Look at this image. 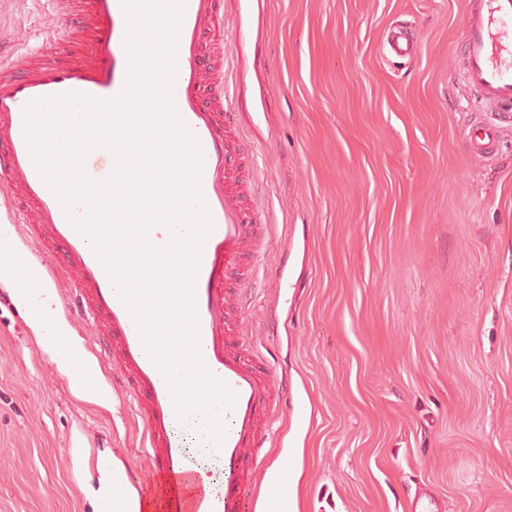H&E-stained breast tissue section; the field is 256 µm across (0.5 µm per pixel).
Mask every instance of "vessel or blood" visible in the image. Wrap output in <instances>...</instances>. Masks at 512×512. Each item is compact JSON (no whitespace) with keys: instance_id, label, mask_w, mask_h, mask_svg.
<instances>
[{"instance_id":"obj_1","label":"vessel or blood","mask_w":512,"mask_h":512,"mask_svg":"<svg viewBox=\"0 0 512 512\" xmlns=\"http://www.w3.org/2000/svg\"><path fill=\"white\" fill-rule=\"evenodd\" d=\"M223 27L224 0H185L172 90L175 109L201 148L200 190L213 223L194 284L198 351L207 371L235 396L231 407L217 411L222 438L210 453L222 467V481L211 489L202 485L177 432L181 419L165 375L90 241L40 175L25 134L31 102L71 93L110 100L123 91L128 54L122 0H68L58 38L64 56L37 49L18 57L0 44V239L32 235L43 246L34 260L42 276L37 294L1 288L0 304L23 299L27 319L44 321V300L55 296L57 319L93 327L90 353L113 369L106 386L132 402L143 426L149 474L122 467L120 482L157 512H257L258 484L268 472L265 450L272 444L267 426L288 394L287 381L277 380L239 330L243 296L259 274L251 242L268 224L240 184L247 160L232 133L244 115L230 111L224 93ZM466 29L464 78L498 117L467 135L471 148L485 153L501 124L512 121V0H479ZM115 167L113 152L103 146L82 161L95 182L108 180Z\"/></svg>"}]
</instances>
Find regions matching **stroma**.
<instances>
[{
    "mask_svg": "<svg viewBox=\"0 0 512 512\" xmlns=\"http://www.w3.org/2000/svg\"><path fill=\"white\" fill-rule=\"evenodd\" d=\"M474 0H224L228 102L249 113L264 278L241 312L288 377L269 458L288 512H512V125L463 77ZM67 0H0V38L52 45ZM406 27L416 53L387 52ZM287 263L291 287L275 269ZM0 306V512H92L93 456L146 459L129 400L79 398Z\"/></svg>",
    "mask_w": 512,
    "mask_h": 512,
    "instance_id": "1",
    "label": "stroma"
}]
</instances>
